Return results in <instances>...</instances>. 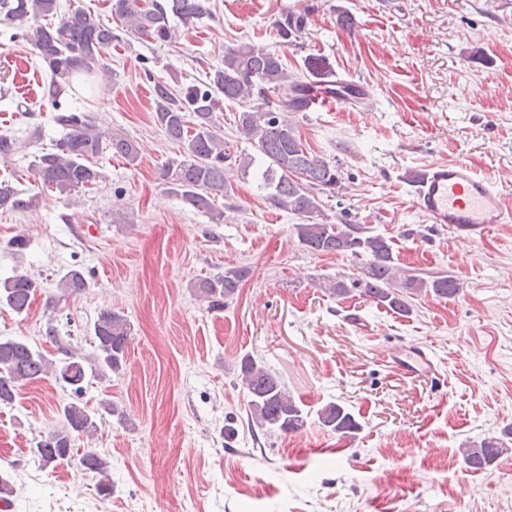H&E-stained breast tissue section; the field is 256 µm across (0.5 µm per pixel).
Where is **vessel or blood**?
Segmentation results:
<instances>
[{
	"instance_id": "b4317fda",
	"label": "vessel or blood",
	"mask_w": 512,
	"mask_h": 512,
	"mask_svg": "<svg viewBox=\"0 0 512 512\" xmlns=\"http://www.w3.org/2000/svg\"><path fill=\"white\" fill-rule=\"evenodd\" d=\"M368 90L359 83L339 79L314 88L307 94L305 109L318 112L334 108L349 98H364ZM414 204L428 222L483 234L493 225L512 222L501 190L461 161L435 164L420 173ZM392 366L405 375L435 373L429 352L420 347L401 348L392 358Z\"/></svg>"
}]
</instances>
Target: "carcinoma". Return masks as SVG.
<instances>
[{
  "instance_id": "obj_1",
  "label": "carcinoma",
  "mask_w": 512,
  "mask_h": 512,
  "mask_svg": "<svg viewBox=\"0 0 512 512\" xmlns=\"http://www.w3.org/2000/svg\"><path fill=\"white\" fill-rule=\"evenodd\" d=\"M60 9L59 0H0V22L25 28L33 52L47 67L50 82L44 96L55 105L68 93L70 78L103 67L105 51L120 40L94 12L77 8L65 16ZM111 12L126 30L165 43L172 38L171 18L187 22L210 13V6L209 0H111ZM52 18L58 23L50 22ZM305 25V14L286 12L277 24V35L288 43L302 34ZM308 68V78L290 75L279 51L242 42L225 48L223 65L209 69L199 84L176 89L168 82H154V121L184 155L161 173L167 191L214 221L224 218V213L214 208L215 196L224 193V161L231 158L224 149V134L215 115L219 99L224 98L242 107L237 129L264 160L259 188L266 199L276 208L308 219L294 225L299 242L314 253L366 257L362 277L331 280L330 293L344 296L357 290L376 304L401 313L410 312V294L431 291L439 297L457 295L460 283L452 275H436L429 280L408 275L397 280L386 238L368 235L357 224L312 221L320 213V196L336 194L340 177L335 165L307 151L296 126L288 120V113L303 108L313 78L325 75L317 58ZM53 122L62 130L60 138L51 151L35 156L28 167L32 182L39 188L69 198L97 183L100 172L94 159L103 154L120 155L131 165L139 160L133 141L100 131L94 116L84 109L57 107ZM36 203V195L0 182V209L25 213L35 209ZM248 275L247 268L234 267L205 277L193 285L195 296L210 308L222 307ZM57 287L62 297L81 293L87 287L84 272L67 270L60 275ZM40 291L35 278L16 272L0 280V306L24 318ZM94 338L88 353L67 343L60 348L61 357L50 359L24 336H0V406L13 404L20 386L47 378L71 392V400L60 406L63 426L30 449L44 468L69 461L75 439L92 436L103 414L116 412L109 401L100 402L97 409L88 407L83 395L87 383L116 373L126 364L131 326L120 313L105 310L94 323ZM241 374L249 397L247 415L254 425L284 434L303 429L306 415L275 373L247 354L241 360ZM318 417L322 426L345 437L360 430L354 416L338 403L326 404ZM511 452L512 446L502 439L484 438L463 450V460L470 468L484 469ZM79 464L103 476L108 471V462L93 448L84 449Z\"/></svg>"
}]
</instances>
